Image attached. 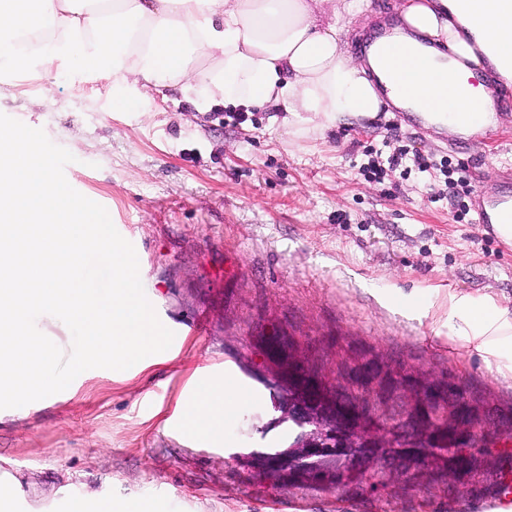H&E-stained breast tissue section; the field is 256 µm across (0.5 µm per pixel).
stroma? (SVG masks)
Masks as SVG:
<instances>
[{
  "label": "stroma",
  "mask_w": 512,
  "mask_h": 512,
  "mask_svg": "<svg viewBox=\"0 0 512 512\" xmlns=\"http://www.w3.org/2000/svg\"><path fill=\"white\" fill-rule=\"evenodd\" d=\"M73 48L52 72L40 56L0 59V113L42 129L69 150V184L104 206L136 243L144 292L175 337L162 361L140 373L84 380L75 397L33 405L0 420V459L39 490L67 474L115 496L168 512H475L512 484V446L487 448L459 479L396 481L390 494L277 486L244 467L254 450L286 449L274 401L252 375L260 334L279 327L315 350L323 375L372 357L430 371L466 386L491 418L512 417V352L463 340L472 313L512 318V251L447 201L427 199L428 178L411 172L379 189L359 174L366 147L383 148L393 116L365 125L346 117L289 137L275 105L226 126L224 106L193 111L162 88L139 111L115 110ZM472 147L408 125L413 146L512 174V107ZM464 299L449 314L451 297ZM213 367L250 391L224 429V445H191L165 430L191 372ZM58 493V491H57ZM58 493L55 512H68Z\"/></svg>",
  "instance_id": "obj_1"
}]
</instances>
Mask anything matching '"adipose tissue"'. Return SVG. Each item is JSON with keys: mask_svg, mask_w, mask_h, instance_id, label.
Here are the masks:
<instances>
[{"mask_svg": "<svg viewBox=\"0 0 512 512\" xmlns=\"http://www.w3.org/2000/svg\"><path fill=\"white\" fill-rule=\"evenodd\" d=\"M360 0H0V35L31 34L84 49L83 65L111 84L113 105L137 108L161 87L204 86L197 110L215 102L250 108L275 103L289 115V135L379 112L407 88L419 112L444 113L445 124L469 130L468 113L486 111V86L476 75L493 67L512 76V0H406V27L448 49L438 59L415 44L402 56L404 35L383 39L359 63L341 48L345 17ZM192 395L175 418L195 442L219 445L224 427L249 395L232 381L194 370ZM73 512H160L139 499H114L67 482Z\"/></svg>", "mask_w": 512, "mask_h": 512, "instance_id": "adipose-tissue-1", "label": "adipose tissue"}]
</instances>
